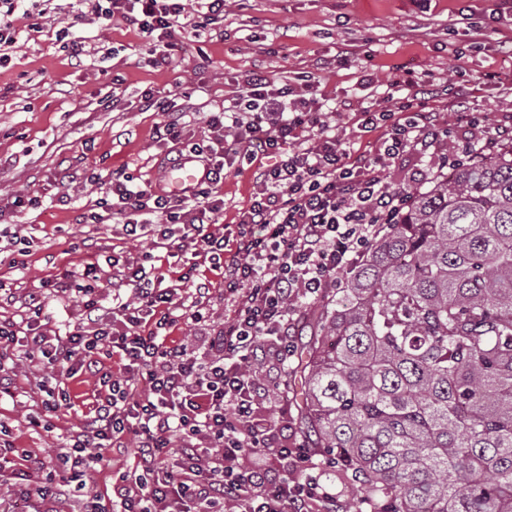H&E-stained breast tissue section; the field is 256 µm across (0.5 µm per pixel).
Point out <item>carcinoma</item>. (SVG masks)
<instances>
[{"label": "carcinoma", "instance_id": "carcinoma-1", "mask_svg": "<svg viewBox=\"0 0 512 512\" xmlns=\"http://www.w3.org/2000/svg\"><path fill=\"white\" fill-rule=\"evenodd\" d=\"M412 198L322 308L299 428L347 512H512V145Z\"/></svg>", "mask_w": 512, "mask_h": 512}]
</instances>
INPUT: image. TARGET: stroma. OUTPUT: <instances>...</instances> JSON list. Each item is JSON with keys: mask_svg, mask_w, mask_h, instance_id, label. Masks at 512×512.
Returning <instances> with one entry per match:
<instances>
[{"mask_svg": "<svg viewBox=\"0 0 512 512\" xmlns=\"http://www.w3.org/2000/svg\"><path fill=\"white\" fill-rule=\"evenodd\" d=\"M500 0H224V19L198 39L184 41L169 66L156 68L149 47L122 21L95 19L90 0H47L42 14L21 20L8 65L0 68V193L38 198V207L0 217V247L25 241L24 265L0 264V280L12 297L0 296V320L15 319L25 294L47 278L81 270L90 251L101 255L151 252L168 268L169 246L133 241L119 223L96 224L97 180L126 167L135 183L156 182L167 150L155 141L159 117L141 110L145 90L189 92L186 120L205 140V119L231 99L236 80L262 63L275 85L295 83L314 72L317 59L329 67L315 72L325 111L349 114L366 106L396 109L426 85L430 105L447 112L458 96L485 119L487 128L512 121V57L499 41L512 33V17L498 16ZM85 43L73 58L59 41L62 27ZM347 56H340V49ZM124 90L117 107L105 106L114 84ZM224 198L221 224H234L255 192L251 172H228L218 187ZM17 390L0 398V421L9 432L0 471V497L27 507L36 477L23 476V449L53 463L82 415L96 404L101 376L65 375L37 359L18 358ZM66 390L74 413L51 418L50 430L34 427L43 389ZM135 446L110 448L107 466L87 478L88 488L112 494V473L127 470Z\"/></svg>", "mask_w": 512, "mask_h": 512, "instance_id": "obj_1", "label": "stroma"}]
</instances>
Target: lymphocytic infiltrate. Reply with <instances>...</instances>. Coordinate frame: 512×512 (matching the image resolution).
Returning a JSON list of instances; mask_svg holds the SVG:
<instances>
[{
	"mask_svg": "<svg viewBox=\"0 0 512 512\" xmlns=\"http://www.w3.org/2000/svg\"><path fill=\"white\" fill-rule=\"evenodd\" d=\"M189 1L100 0L94 14L136 29L160 67L184 36L224 16V0H193V10ZM306 88L310 97L296 98L289 114L282 100L292 87L249 71L231 109L209 115L208 144L188 149L203 178L183 195L136 186L122 168L100 182L109 203L92 221L116 215L128 237L173 243L183 267L178 284H167L150 253L112 255L105 262L113 269L111 306L97 295L101 265L90 263L71 280L30 293L21 321L0 322L1 394L14 390L8 364L21 356L68 372H98L103 353L122 361V375L108 381V394L72 435L63 463L72 477L85 475L104 462L105 449L123 448L131 435L136 464L116 472L110 504L90 494L84 512H336L324 463L288 442L286 414L260 409L269 366L291 354L293 304L337 287L392 230L411 195L390 189L384 173L404 154L435 153L440 167H454L511 139L512 128L489 133L471 116L464 145L440 153L452 127L428 110L433 91L425 88L397 112L364 108L363 127L384 134L376 152H360L328 123L315 83ZM189 98L142 92L144 109L162 117L158 142L185 139ZM244 162L258 166L256 193L232 230L219 222L217 186L226 168ZM202 260L222 274L220 326L206 316L212 282L194 279ZM182 282L194 283L192 301L182 300ZM75 287L86 298L78 327L63 335L47 330L41 315L49 296ZM182 322L193 325V338L172 340Z\"/></svg>",
	"mask_w": 512,
	"mask_h": 512,
	"instance_id": "lymphocytic-infiltrate-1",
	"label": "lymphocytic infiltrate"
}]
</instances>
